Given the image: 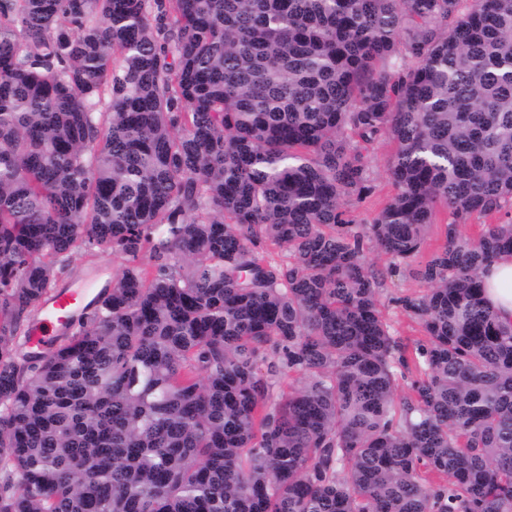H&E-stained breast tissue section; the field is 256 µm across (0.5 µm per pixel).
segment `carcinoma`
Returning <instances> with one entry per match:
<instances>
[{"label":"carcinoma","instance_id":"carcinoma-1","mask_svg":"<svg viewBox=\"0 0 512 512\" xmlns=\"http://www.w3.org/2000/svg\"><path fill=\"white\" fill-rule=\"evenodd\" d=\"M462 2L0 0V512H512L479 279L512 255V0ZM440 207L410 348L366 241L410 266ZM100 246L112 284L17 353ZM394 151L395 144L388 136L379 137L370 146L366 160L372 174L371 191L362 201H355L348 207L354 224L360 230L371 224L373 218L394 194V187L387 172V165Z\"/></svg>","mask_w":512,"mask_h":512}]
</instances>
